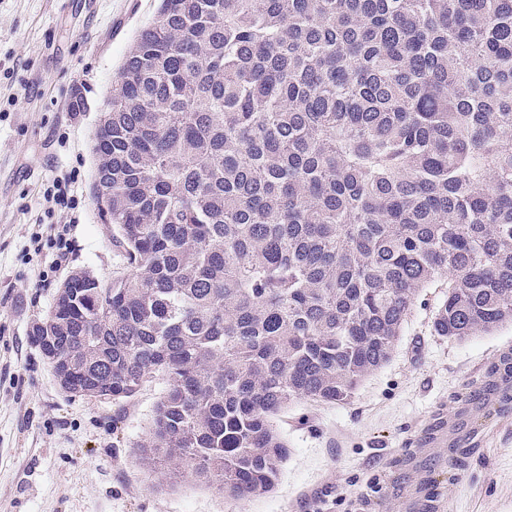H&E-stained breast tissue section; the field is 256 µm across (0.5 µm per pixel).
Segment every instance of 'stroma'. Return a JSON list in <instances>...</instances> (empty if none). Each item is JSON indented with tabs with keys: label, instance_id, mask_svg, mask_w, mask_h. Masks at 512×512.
Here are the masks:
<instances>
[{
	"label": "stroma",
	"instance_id": "1",
	"mask_svg": "<svg viewBox=\"0 0 512 512\" xmlns=\"http://www.w3.org/2000/svg\"><path fill=\"white\" fill-rule=\"evenodd\" d=\"M158 0H0V512H512V411L478 420L465 468L434 431L479 384L512 324L453 340L432 321L444 291L417 299L389 361L343 404L300 401L277 419L290 453L276 487L247 500L181 478L158 482L139 456L163 381L128 400L64 390L30 339L77 272L127 274L90 197L92 138L112 79ZM83 109H75L74 93ZM74 176L82 201L58 256L42 194Z\"/></svg>",
	"mask_w": 512,
	"mask_h": 512
}]
</instances>
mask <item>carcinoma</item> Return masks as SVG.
Listing matches in <instances>:
<instances>
[{
  "label": "carcinoma",
  "instance_id": "carcinoma-1",
  "mask_svg": "<svg viewBox=\"0 0 512 512\" xmlns=\"http://www.w3.org/2000/svg\"><path fill=\"white\" fill-rule=\"evenodd\" d=\"M92 153L131 273L72 275L31 341L81 397L166 377L142 460L227 497L426 289L438 336L512 323V0H160Z\"/></svg>",
  "mask_w": 512,
  "mask_h": 512
}]
</instances>
